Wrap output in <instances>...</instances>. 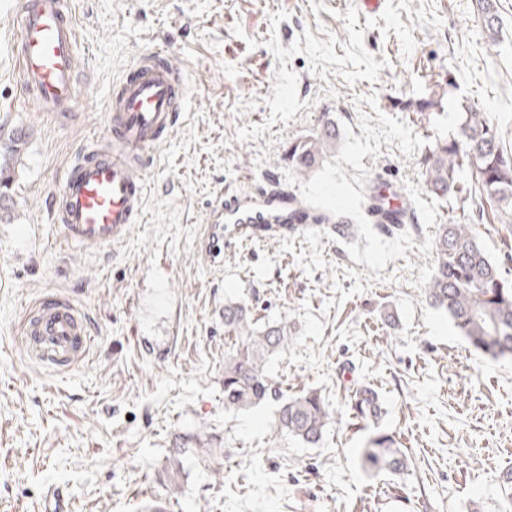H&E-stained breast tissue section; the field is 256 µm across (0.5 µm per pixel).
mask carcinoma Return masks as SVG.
I'll list each match as a JSON object with an SVG mask.
<instances>
[{
	"mask_svg": "<svg viewBox=\"0 0 512 512\" xmlns=\"http://www.w3.org/2000/svg\"><path fill=\"white\" fill-rule=\"evenodd\" d=\"M487 33L501 30L493 0H477ZM338 140L336 125L324 122L315 136L295 142L289 160L301 172L310 168L323 148ZM425 190L438 199L462 191L466 172L476 175L479 194L512 216V153L501 146L497 126L473 106L461 113L457 136L436 142L423 160ZM434 265L427 288L430 305L445 313L457 333L481 356L512 358V280L505 278L468 224H440L431 245ZM224 330L236 337L224 352V408L245 410L271 400L279 402L274 429L316 446L331 418L328 405L315 391L282 398L270 378L274 357L288 344V326L260 324L240 301L224 304ZM352 408L362 419L377 422L383 413L378 392L365 385ZM361 464L373 474L402 475L409 458L394 447L392 437L372 434L361 451Z\"/></svg>",
	"mask_w": 512,
	"mask_h": 512,
	"instance_id": "carcinoma-1",
	"label": "carcinoma"
}]
</instances>
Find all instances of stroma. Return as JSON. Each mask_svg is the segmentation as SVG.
Returning <instances> with one entry per match:
<instances>
[{
  "mask_svg": "<svg viewBox=\"0 0 512 512\" xmlns=\"http://www.w3.org/2000/svg\"><path fill=\"white\" fill-rule=\"evenodd\" d=\"M20 0H0V114L34 128L0 134V512H34L49 488L67 512H512V360L476 353L430 306L431 241L468 224L492 258L512 220L475 194L423 187V157L471 106L512 152V0L490 37L476 0H72L77 98L39 111L11 53ZM163 46L187 88L183 118L147 169L144 221L111 250L66 244L49 214L64 169L108 130L115 83ZM339 141L300 173L291 142L324 119ZM279 177L318 206H344L354 237L327 230L236 242L208 265L198 239L224 186ZM385 184L415 226L385 235L366 217ZM88 317L73 371L27 358L21 321L49 290ZM288 321L270 375L316 390L332 420L317 447L275 432L276 403L224 408V304ZM371 385L407 449V475H368L369 434L352 409ZM205 445L204 458L182 457Z\"/></svg>",
  "mask_w": 512,
  "mask_h": 512,
  "instance_id": "obj_1",
  "label": "stroma"
}]
</instances>
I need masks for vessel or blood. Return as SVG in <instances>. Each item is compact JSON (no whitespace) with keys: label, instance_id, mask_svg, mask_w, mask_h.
<instances>
[{"label":"vessel or blood","instance_id":"obj_1","mask_svg":"<svg viewBox=\"0 0 512 512\" xmlns=\"http://www.w3.org/2000/svg\"><path fill=\"white\" fill-rule=\"evenodd\" d=\"M13 47L31 99L44 112L74 105L78 24L70 0H22ZM186 87L158 49L132 64L108 101L107 143L91 144L66 171L51 208L66 243L101 250L123 242L131 225L142 223L147 184L143 173L150 151L170 135ZM300 200L284 190L261 192L237 185L224 190V203L204 228L201 252L210 264L224 261L226 243L304 232ZM29 358L59 373L81 363L91 337L87 317L68 297L46 293L25 317Z\"/></svg>","mask_w":512,"mask_h":512}]
</instances>
